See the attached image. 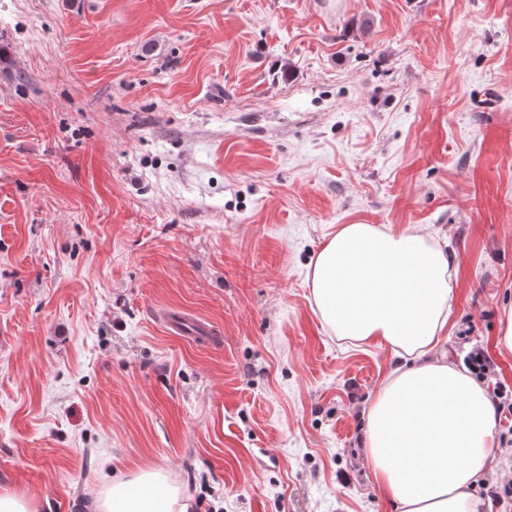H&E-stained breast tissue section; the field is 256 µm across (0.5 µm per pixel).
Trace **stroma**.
I'll return each mask as SVG.
<instances>
[{"label": "stroma", "mask_w": 512, "mask_h": 512, "mask_svg": "<svg viewBox=\"0 0 512 512\" xmlns=\"http://www.w3.org/2000/svg\"><path fill=\"white\" fill-rule=\"evenodd\" d=\"M345 224L457 255L438 349L512 388V0H0V490L88 512L154 469L187 512H393L391 350L307 280Z\"/></svg>", "instance_id": "stroma-1"}]
</instances>
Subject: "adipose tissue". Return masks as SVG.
<instances>
[{
    "label": "adipose tissue",
    "instance_id": "adipose-tissue-1",
    "mask_svg": "<svg viewBox=\"0 0 512 512\" xmlns=\"http://www.w3.org/2000/svg\"><path fill=\"white\" fill-rule=\"evenodd\" d=\"M461 261L409 226L342 225L309 272L313 302L345 341L390 346L394 364L366 413L369 469L396 512H478L475 485L496 456L495 409L462 365L434 356ZM93 512H179L157 471L117 478Z\"/></svg>",
    "mask_w": 512,
    "mask_h": 512
}]
</instances>
